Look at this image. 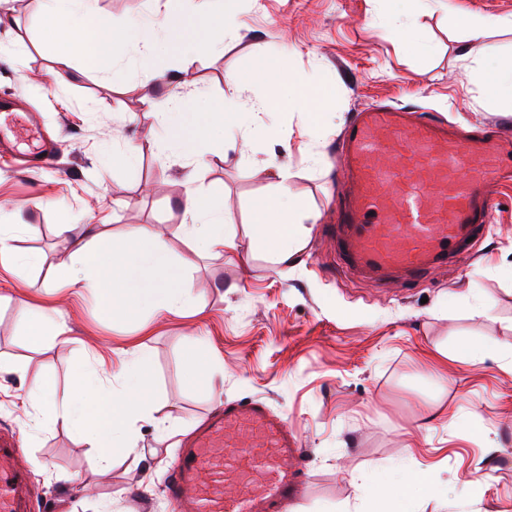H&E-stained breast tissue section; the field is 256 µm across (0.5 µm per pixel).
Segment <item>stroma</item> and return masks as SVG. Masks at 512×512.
<instances>
[{
    "mask_svg": "<svg viewBox=\"0 0 512 512\" xmlns=\"http://www.w3.org/2000/svg\"><path fill=\"white\" fill-rule=\"evenodd\" d=\"M447 2V10L418 20L415 40L430 46L426 56L394 45L390 0H239L223 52L202 56L189 70L170 51L149 75L139 45L131 44L117 50L120 82L80 62L61 84L41 49L56 35L45 24V0H7L13 24L0 28V101L18 108L21 127L0 147V220L10 224L19 254H39L42 263L0 269V295L12 298L0 305V360L26 366L32 378L51 376L61 396L88 360L101 355L116 368L123 349L146 343L158 414L180 430L165 441L143 425L138 449L101 476L63 426L24 443L19 429L35 413L17 399V378L0 376V439L24 447L18 468L27 477V512H174L164 480L179 448L224 404L254 398L287 419L307 450V488L294 512H378V485L396 484L409 469L427 481L412 490L408 512H512V356L492 354L475 365L456 356L464 341L479 348L512 343V182L494 190L492 222L477 245L411 285L393 277L380 288L347 271L323 230L336 221L340 142L357 112L392 104L432 110L464 127L512 118V106L492 102L481 86L489 53H512V0ZM162 8L163 0H97L118 30ZM466 18L481 20L483 29L460 27ZM263 60L283 64L298 84L322 78L330 109L321 125L297 107L253 116L233 142L211 129L221 146L202 166L156 140L155 127L174 108L227 99L247 108L269 96L275 82L248 78ZM43 134L59 143L55 160L29 168L20 155ZM130 146L137 159L128 165L122 155ZM280 171L319 215L299 263L282 275L259 250L196 255L179 199L191 190L230 200L243 241V214ZM61 224H105L117 240L133 227L158 226L203 312L111 313L97 294L63 286L40 296L57 269L82 271L70 237L57 231ZM473 283L489 316L458 311ZM47 304L63 312L71 341L34 349L25 322ZM200 340L210 348L213 394L190 382ZM439 345L449 353L442 364ZM437 365L448 373L443 389L432 377ZM432 404L438 418L420 421ZM410 431L417 439L409 448ZM489 467L494 479L487 484Z\"/></svg>",
    "mask_w": 512,
    "mask_h": 512,
    "instance_id": "35a3bbf8",
    "label": "stroma"
}]
</instances>
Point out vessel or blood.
Segmentation results:
<instances>
[{"label": "vessel or blood", "mask_w": 512, "mask_h": 512, "mask_svg": "<svg viewBox=\"0 0 512 512\" xmlns=\"http://www.w3.org/2000/svg\"><path fill=\"white\" fill-rule=\"evenodd\" d=\"M346 185L336 236L341 262L385 283L390 271L415 282L480 239L490 191L512 167V136L461 129L433 113L377 104L345 127ZM247 429L260 446L234 447ZM11 443L0 445V512H20L23 478ZM241 483L228 495L229 483ZM305 490L298 435L261 400L225 404L181 450L167 496L178 512H288Z\"/></svg>", "instance_id": "obj_1"}]
</instances>
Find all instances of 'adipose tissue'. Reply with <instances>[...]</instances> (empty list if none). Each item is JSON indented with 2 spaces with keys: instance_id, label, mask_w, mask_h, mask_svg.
Listing matches in <instances>:
<instances>
[{
  "instance_id": "ef3b65f1",
  "label": "adipose tissue",
  "mask_w": 512,
  "mask_h": 512,
  "mask_svg": "<svg viewBox=\"0 0 512 512\" xmlns=\"http://www.w3.org/2000/svg\"><path fill=\"white\" fill-rule=\"evenodd\" d=\"M48 17L56 27L76 26L74 39L87 68L106 72L115 67L117 45L138 42L144 47L143 60L151 62L156 51L175 45L179 64L189 69L204 52L223 50L215 35L217 26L233 30L237 25L238 0H223L218 18L202 16L191 26L180 22L179 0H166L165 9L150 21L124 31L112 28L99 14L96 0H49ZM297 104L320 119L329 106V96L321 83L309 80L289 88L287 94L271 95L257 104V111L269 114ZM245 110L236 101L206 107L202 112H179L165 125L160 142L171 152L192 162L203 160L213 149L206 134L219 125L225 137L236 138L244 127ZM183 210L191 222L185 231L191 240L209 250L240 251L242 244L227 224L233 223L228 205H217L194 194L186 195ZM316 214L293 197L287 175H280L273 191L262 197L251 217L250 242L267 253L279 272H287L308 243L309 226ZM89 237L77 238L76 252L84 254L85 276H64L66 287L76 292L108 293L109 310L132 313L147 306L158 313L180 314L185 303L180 274L174 268L159 235L151 226L131 229L117 241L102 225L89 227ZM29 346L65 345L69 329L58 310L46 311L40 318L26 321ZM151 381L147 356L142 347L125 351L124 361L115 371L103 362L88 366L76 378L77 398L54 402V382L43 377L25 384L23 404L42 410L39 425L62 423L78 436L91 466L100 474L112 468L114 457L136 448V426L152 419L148 392Z\"/></svg>"
}]
</instances>
